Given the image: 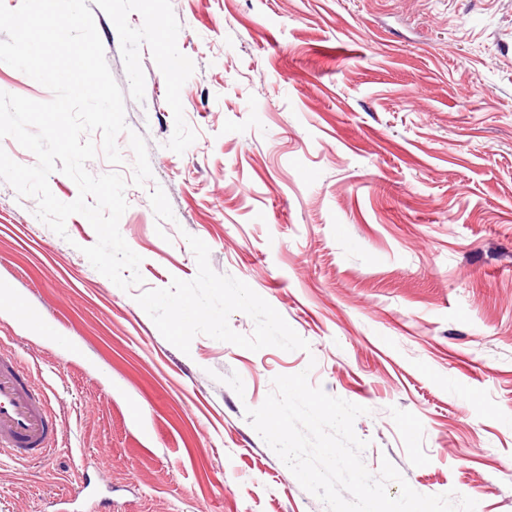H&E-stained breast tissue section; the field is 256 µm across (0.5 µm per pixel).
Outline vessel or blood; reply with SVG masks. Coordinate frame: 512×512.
Returning a JSON list of instances; mask_svg holds the SVG:
<instances>
[{"mask_svg": "<svg viewBox=\"0 0 512 512\" xmlns=\"http://www.w3.org/2000/svg\"><path fill=\"white\" fill-rule=\"evenodd\" d=\"M63 428L16 355L0 350V459L40 461L56 453Z\"/></svg>", "mask_w": 512, "mask_h": 512, "instance_id": "b4317fda", "label": "vessel or blood"}]
</instances>
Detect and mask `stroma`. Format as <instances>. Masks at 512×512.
I'll return each mask as SVG.
<instances>
[{
  "mask_svg": "<svg viewBox=\"0 0 512 512\" xmlns=\"http://www.w3.org/2000/svg\"><path fill=\"white\" fill-rule=\"evenodd\" d=\"M86 3L144 283L0 180V339L63 424L0 462V512L86 479L82 512H327L245 418L305 369L367 407L371 473L512 512V0Z\"/></svg>",
  "mask_w": 512,
  "mask_h": 512,
  "instance_id": "35a3bbf8",
  "label": "stroma"
}]
</instances>
